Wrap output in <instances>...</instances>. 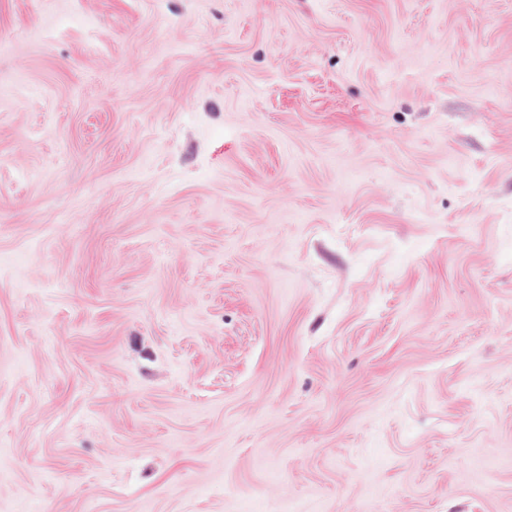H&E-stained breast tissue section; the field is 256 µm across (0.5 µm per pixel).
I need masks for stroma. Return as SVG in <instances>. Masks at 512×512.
Masks as SVG:
<instances>
[{"label":"stroma","mask_w":512,"mask_h":512,"mask_svg":"<svg viewBox=\"0 0 512 512\" xmlns=\"http://www.w3.org/2000/svg\"><path fill=\"white\" fill-rule=\"evenodd\" d=\"M0 512H512V0H0Z\"/></svg>","instance_id":"35a3bbf8"}]
</instances>
